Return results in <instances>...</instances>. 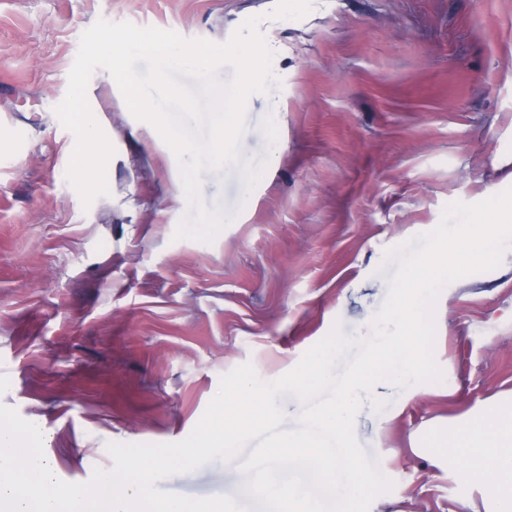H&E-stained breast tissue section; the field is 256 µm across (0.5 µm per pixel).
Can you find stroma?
I'll return each instance as SVG.
<instances>
[{"mask_svg":"<svg viewBox=\"0 0 512 512\" xmlns=\"http://www.w3.org/2000/svg\"><path fill=\"white\" fill-rule=\"evenodd\" d=\"M0 0V404L49 437L59 479L111 469L110 443L185 439L222 375L271 383L341 326L369 336L395 265L384 253L434 230L444 207L511 186L512 0ZM280 86L247 102L242 158L202 172L230 225L175 239L188 210L172 150L96 70L91 110L115 148L109 195L83 207L66 180L75 145L55 114L80 38L98 20L223 43L248 18ZM440 381L366 395L354 432L392 481L369 512H461L478 489L415 457L433 424L482 416L512 393V247L496 269L443 288ZM157 481L250 512L240 464Z\"/></svg>","mask_w":512,"mask_h":512,"instance_id":"stroma-1","label":"stroma"}]
</instances>
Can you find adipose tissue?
I'll use <instances>...</instances> for the list:
<instances>
[{"mask_svg":"<svg viewBox=\"0 0 512 512\" xmlns=\"http://www.w3.org/2000/svg\"><path fill=\"white\" fill-rule=\"evenodd\" d=\"M437 457L481 490L480 502L464 504V512H512V399L498 400L474 425L442 433Z\"/></svg>","mask_w":512,"mask_h":512,"instance_id":"ef3b65f1","label":"adipose tissue"}]
</instances>
